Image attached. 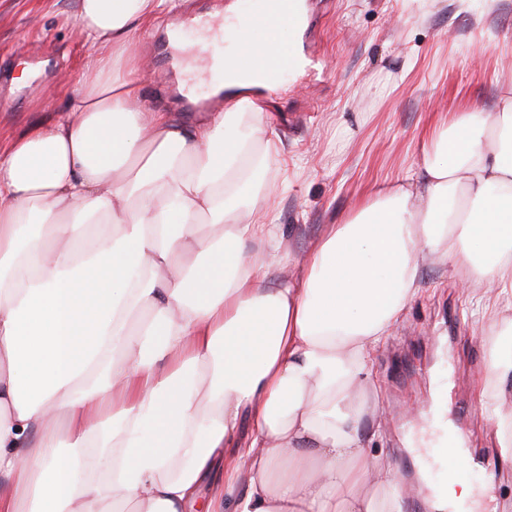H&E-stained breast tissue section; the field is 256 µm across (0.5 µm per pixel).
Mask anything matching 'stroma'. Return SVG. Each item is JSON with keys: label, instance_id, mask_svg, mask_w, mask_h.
I'll return each instance as SVG.
<instances>
[{"label": "stroma", "instance_id": "35a3bbf8", "mask_svg": "<svg viewBox=\"0 0 512 512\" xmlns=\"http://www.w3.org/2000/svg\"><path fill=\"white\" fill-rule=\"evenodd\" d=\"M75 12L76 0H0V148L35 121L62 119L88 52ZM173 18L161 14L136 39L149 63L141 87L152 112L169 109L163 83L175 52L152 50L146 39ZM321 34L327 86L303 78L262 99L281 139L262 164L273 177L264 220L282 225L288 267L325 225L351 216L375 184L414 168L440 118L493 111L512 83V0H328ZM420 288L374 361L390 416L385 448L403 475L405 512H415L426 491L396 428L408 404L425 395L439 343L448 347L454 400L476 402L462 424L471 447H484L489 424L478 401L490 346L478 334L477 296L435 266L423 268Z\"/></svg>", "mask_w": 512, "mask_h": 512}]
</instances>
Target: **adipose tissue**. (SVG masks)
<instances>
[{"label": "adipose tissue", "mask_w": 512, "mask_h": 512, "mask_svg": "<svg viewBox=\"0 0 512 512\" xmlns=\"http://www.w3.org/2000/svg\"><path fill=\"white\" fill-rule=\"evenodd\" d=\"M174 7L79 0L91 52L65 118L0 149V512H404L369 448L387 421L371 362L427 265L485 289L481 396L512 466V87L449 113L416 172L325 225L288 276L280 226L244 203L279 142L252 69L288 49L273 32L196 53L183 72L243 96L191 125L145 111L133 45ZM451 389L408 408L423 461L447 455ZM463 506L486 512V491L430 499Z\"/></svg>", "instance_id": "obj_1"}]
</instances>
